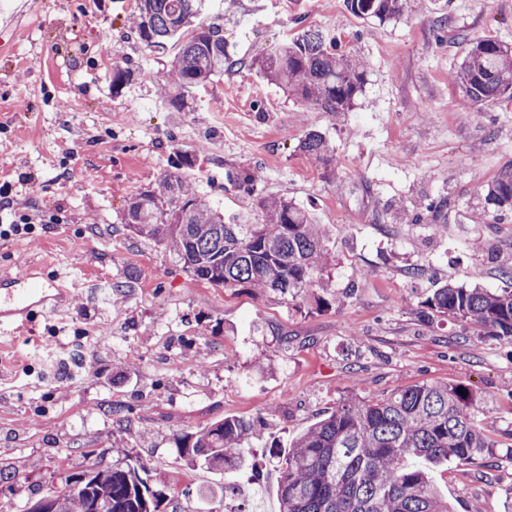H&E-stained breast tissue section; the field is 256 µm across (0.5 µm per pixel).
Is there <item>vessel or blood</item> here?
<instances>
[{"label":"vessel or blood","mask_w":512,"mask_h":512,"mask_svg":"<svg viewBox=\"0 0 512 512\" xmlns=\"http://www.w3.org/2000/svg\"><path fill=\"white\" fill-rule=\"evenodd\" d=\"M71 294V289L60 287L57 279L39 280L28 267L1 274L0 331L22 332L33 311H56Z\"/></svg>","instance_id":"b4317fda"}]
</instances>
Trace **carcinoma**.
<instances>
[{
  "instance_id": "carcinoma-1",
  "label": "carcinoma",
  "mask_w": 512,
  "mask_h": 512,
  "mask_svg": "<svg viewBox=\"0 0 512 512\" xmlns=\"http://www.w3.org/2000/svg\"><path fill=\"white\" fill-rule=\"evenodd\" d=\"M360 19L381 22L414 8L413 0H345ZM136 34L148 47L170 40L179 51L170 65L165 101L177 112L189 108V93L226 70L256 65L272 83L323 112H348L362 93L365 64L312 29L285 40L273 55L247 62L227 52L222 30L200 21L204 0H137ZM450 82L473 105L512 102V47L495 39L468 41ZM304 155L324 166L335 163L326 138L307 131ZM486 223L497 224L512 208V172L506 170L480 193ZM263 224L224 220L177 172L145 188L126 204L122 224L137 237L171 249L192 279L222 288H261L294 301L309 288L324 287L334 262L328 232L294 200L265 197ZM440 317L466 321L485 336L512 344V289L444 282L425 301ZM448 383L398 387L381 398L347 395L284 448L265 447L279 473L280 512H450L431 471L495 458L496 444L476 421L479 392ZM261 423L224 417L175 437L187 466L222 473L250 466ZM139 456L127 454L112 470L94 477L104 512H161L164 494L148 484ZM84 489L65 497L62 512H86Z\"/></svg>"
}]
</instances>
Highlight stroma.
Returning a JSON list of instances; mask_svg holds the SVG:
<instances>
[{
    "label": "stroma",
    "instance_id": "1",
    "mask_svg": "<svg viewBox=\"0 0 512 512\" xmlns=\"http://www.w3.org/2000/svg\"><path fill=\"white\" fill-rule=\"evenodd\" d=\"M30 2L12 53L0 55V196L10 203L0 220L33 230L0 237V273L29 265L81 289L23 335H0V499L20 507L96 450L142 457L182 512H204L202 491L222 485L228 507L254 495L262 512H278L279 474L262 450L243 473L191 471L175 437L260 417L267 438L286 444L348 393L448 382L482 392L499 460L441 467L435 485L453 512H492L512 493V345L420 311L441 281L512 286L500 274L512 263V211L489 224L477 204L483 184L512 170V103L471 108L448 80L466 48L456 32L512 43V0H424L383 24L356 18L344 0H207L202 19L220 27L233 58L274 53L305 29L363 58L364 91L337 114L252 67L214 78L190 111H173L159 87L178 46L139 40L136 0ZM443 13L452 26H435ZM117 66L134 76L116 89ZM311 129L334 150L335 183L297 148ZM190 150L200 161L187 179L225 219L262 223L258 198L284 195L326 225L332 287L348 300L321 310L318 288L288 302L198 283L172 251L129 234L127 200ZM244 169L261 174L254 193L232 181ZM438 200L440 233L404 222ZM409 264L426 277L410 280ZM102 280L125 288L92 293ZM76 339L85 364L55 366ZM116 406L129 419L120 432Z\"/></svg>",
    "mask_w": 512,
    "mask_h": 512
}]
</instances>
